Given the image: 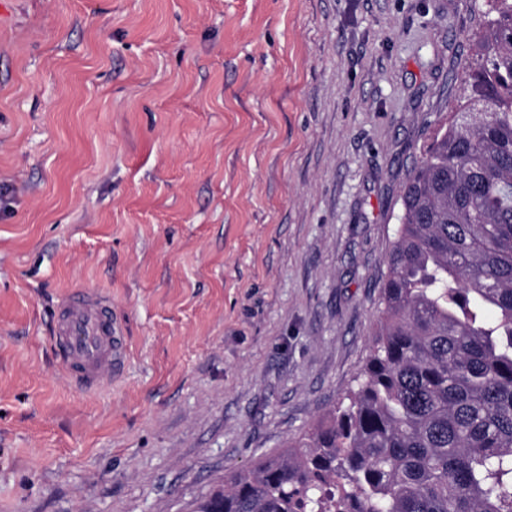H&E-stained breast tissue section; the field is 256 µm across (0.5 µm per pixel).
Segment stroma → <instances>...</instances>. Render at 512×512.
Segmentation results:
<instances>
[{"label":"stroma","mask_w":512,"mask_h":512,"mask_svg":"<svg viewBox=\"0 0 512 512\" xmlns=\"http://www.w3.org/2000/svg\"><path fill=\"white\" fill-rule=\"evenodd\" d=\"M484 0H0V512H193L369 358ZM126 328L78 390L71 291Z\"/></svg>","instance_id":"obj_1"}]
</instances>
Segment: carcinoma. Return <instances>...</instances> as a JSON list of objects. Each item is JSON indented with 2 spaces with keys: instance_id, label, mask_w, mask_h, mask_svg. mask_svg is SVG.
Masks as SVG:
<instances>
[{
  "instance_id": "cac0c4a2",
  "label": "carcinoma",
  "mask_w": 512,
  "mask_h": 512,
  "mask_svg": "<svg viewBox=\"0 0 512 512\" xmlns=\"http://www.w3.org/2000/svg\"><path fill=\"white\" fill-rule=\"evenodd\" d=\"M402 186L355 388L196 512H512V0Z\"/></svg>"
}]
</instances>
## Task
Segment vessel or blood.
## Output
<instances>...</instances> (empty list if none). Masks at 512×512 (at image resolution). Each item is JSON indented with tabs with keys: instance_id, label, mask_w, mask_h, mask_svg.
I'll return each mask as SVG.
<instances>
[{
	"instance_id": "b4317fda",
	"label": "vessel or blood",
	"mask_w": 512,
	"mask_h": 512,
	"mask_svg": "<svg viewBox=\"0 0 512 512\" xmlns=\"http://www.w3.org/2000/svg\"><path fill=\"white\" fill-rule=\"evenodd\" d=\"M53 343L74 384L89 391L119 367L124 336L106 298L93 291H75L56 309Z\"/></svg>"
}]
</instances>
